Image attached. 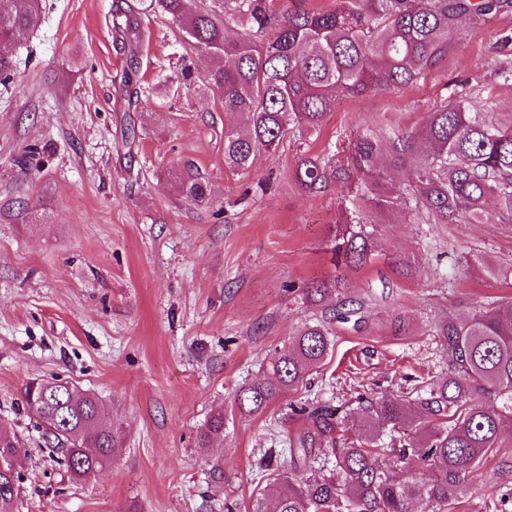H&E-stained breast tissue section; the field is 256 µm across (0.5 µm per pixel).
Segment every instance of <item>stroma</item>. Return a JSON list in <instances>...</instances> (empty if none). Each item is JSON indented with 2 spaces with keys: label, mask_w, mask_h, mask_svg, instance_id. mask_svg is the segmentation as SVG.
Masks as SVG:
<instances>
[{
  "label": "stroma",
  "mask_w": 512,
  "mask_h": 512,
  "mask_svg": "<svg viewBox=\"0 0 512 512\" xmlns=\"http://www.w3.org/2000/svg\"><path fill=\"white\" fill-rule=\"evenodd\" d=\"M150 2L43 0L11 81L0 84V425L22 443L19 512H251L269 483L265 461L308 426L291 406L314 399L351 414L358 394L447 373L434 323L512 297V278L495 274L512 266V224H423L403 206L374 210L350 186L309 193L294 177L304 153L345 164V142L363 130L420 133L462 81L485 111L512 117V81L497 73L512 59L503 43L512 5L412 87L337 98L318 137H289L241 174L224 164L233 119L211 88V63ZM127 5L148 11L134 60L112 24ZM188 61L186 84L177 74ZM187 167L208 183L209 204L178 193ZM352 205L375 227L360 268L334 261L335 226ZM395 253L412 258L411 276L393 269ZM476 253L482 264H471ZM337 277L361 304L358 322H331L334 349L309 384L241 414L237 391L335 307L333 296L311 303L307 284ZM397 314L406 334L391 329ZM51 377L98 396L120 434L112 465L94 477L69 480L24 411V384ZM218 409L223 439L197 447ZM511 491L507 422L452 512H483Z\"/></svg>",
  "instance_id": "1"
}]
</instances>
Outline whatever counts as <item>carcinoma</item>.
Here are the masks:
<instances>
[{"label":"carcinoma","instance_id":"cac0c4a2","mask_svg":"<svg viewBox=\"0 0 512 512\" xmlns=\"http://www.w3.org/2000/svg\"><path fill=\"white\" fill-rule=\"evenodd\" d=\"M507 0H337L336 9H297L280 14L274 0H224V16L197 0H154L201 58L221 63L212 81L224 89V112L246 117L224 129V164L248 171L258 152L274 150L292 132L319 133L335 96H360L378 88L413 86L447 56L460 36L475 33ZM42 0H7L0 7V83L11 79L16 50L39 20ZM113 24L134 58L140 49L141 14L118 11ZM242 30L230 39L226 30ZM347 167L328 171L317 157L300 158L296 179L317 192L334 178L364 188L376 208L410 206L425 224H512V124L481 111L474 89L462 86L428 113L423 136L385 139L359 133L346 146ZM406 173L393 183L390 173ZM181 193L209 200L205 183L187 175ZM496 207H488V201ZM337 254L348 267H363L374 251L373 232L352 214L336 225ZM341 278L315 283L306 296L320 302L344 294ZM451 353L448 373L421 382L416 396L394 394L358 400L360 423L347 427L325 405L293 408L308 430L289 442L290 459L312 454L336 429L345 446L335 468L297 481L278 475L252 512H448L476 464L498 448L500 429L512 418V299L479 305L461 319L435 323ZM328 330L305 325L288 350L267 368V378L241 388L234 402L243 414L261 412L281 392L304 383L330 351ZM22 400L50 451L65 449L63 465L75 481L112 465L119 436L104 403L56 378L35 379ZM433 422L401 447L385 446L381 433ZM224 437V413L197 437L200 448ZM18 436L0 427V512H13L22 477L15 467ZM388 457L384 468L377 458Z\"/></svg>","mask_w":512,"mask_h":512}]
</instances>
